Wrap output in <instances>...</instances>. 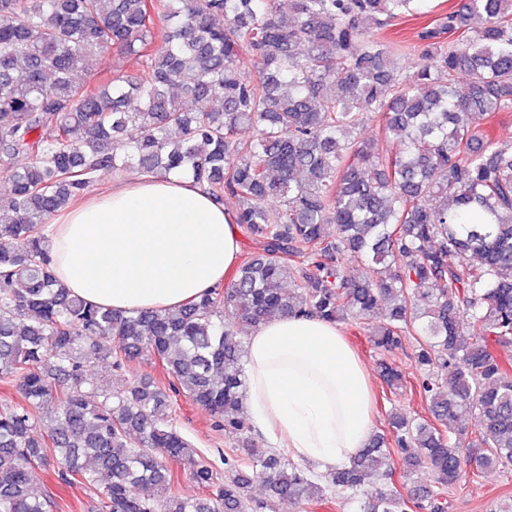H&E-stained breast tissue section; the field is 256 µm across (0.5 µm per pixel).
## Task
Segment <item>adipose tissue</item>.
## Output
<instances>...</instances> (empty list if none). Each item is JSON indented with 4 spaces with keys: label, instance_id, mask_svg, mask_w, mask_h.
I'll return each mask as SVG.
<instances>
[{
    "label": "adipose tissue",
    "instance_id": "1",
    "mask_svg": "<svg viewBox=\"0 0 512 512\" xmlns=\"http://www.w3.org/2000/svg\"><path fill=\"white\" fill-rule=\"evenodd\" d=\"M57 279L88 303L175 309L224 279L240 250L223 204L191 179L116 181L52 219ZM243 400L256 429L321 471L348 463L371 437L369 376L340 329L283 315L249 337Z\"/></svg>",
    "mask_w": 512,
    "mask_h": 512
}]
</instances>
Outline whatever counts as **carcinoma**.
Wrapping results in <instances>:
<instances>
[{
  "label": "carcinoma",
  "mask_w": 512,
  "mask_h": 512,
  "mask_svg": "<svg viewBox=\"0 0 512 512\" xmlns=\"http://www.w3.org/2000/svg\"><path fill=\"white\" fill-rule=\"evenodd\" d=\"M287 2L288 20L279 0H0V383L19 394L0 407V512H53L34 482L55 467L98 490L94 512L322 499L311 471L249 444L247 339L282 314L351 320L386 352L415 338L429 416L395 411L389 426L404 464L429 469L436 488H376L359 512H447L464 467L512 465V140L491 133L512 112V0H465L422 28L411 70L379 31L413 0ZM111 47L136 71L93 77ZM371 117L394 154L355 139ZM246 127L256 136L241 138ZM131 167L236 199L233 221L261 253L176 311L71 295L52 272L48 218ZM141 360L240 435L226 476L177 431L152 379L88 382L91 365ZM380 368L388 389L406 387ZM36 413L51 423L42 436ZM466 413L470 438L456 427ZM175 464L199 495L179 493ZM392 474L374 435L331 485L356 492Z\"/></svg>",
  "instance_id": "1"
}]
</instances>
